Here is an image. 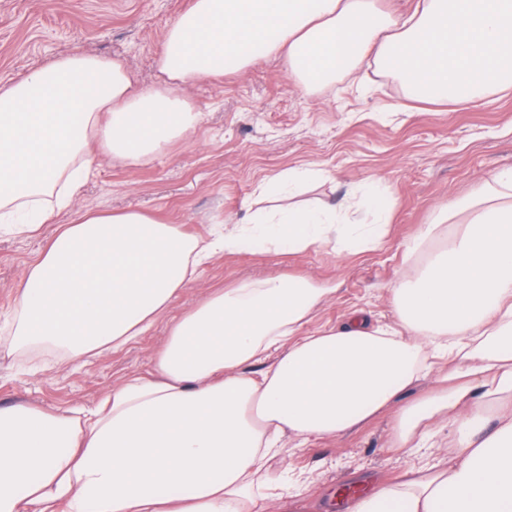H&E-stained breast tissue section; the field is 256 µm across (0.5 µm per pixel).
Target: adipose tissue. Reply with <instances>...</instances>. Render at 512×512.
<instances>
[{"label":"adipose tissue","instance_id":"adipose-tissue-1","mask_svg":"<svg viewBox=\"0 0 512 512\" xmlns=\"http://www.w3.org/2000/svg\"><path fill=\"white\" fill-rule=\"evenodd\" d=\"M279 56L306 91L372 63L403 76L411 99L469 107L512 89V0H418L405 18L377 0H192L159 45L157 88L138 89L120 61L71 53L1 90L0 230L34 236L72 216L30 261L0 350L120 348L254 236L292 253L382 248L387 197L289 205L290 171L260 187L276 207L207 239L141 211L76 206L100 158L148 159L196 129V81ZM357 207L368 223L353 221ZM404 255L392 323L354 309L306 336L332 288L245 281L171 321L156 378L128 377L89 409L0 407V512H286L281 495L254 493L284 438L336 437L389 408L393 445L416 462L348 496L346 512H512V170L442 209ZM429 375L435 391L401 405ZM442 429L456 448L446 463L427 454Z\"/></svg>","mask_w":512,"mask_h":512}]
</instances>
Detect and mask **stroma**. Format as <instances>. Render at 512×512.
<instances>
[{
    "label": "stroma",
    "instance_id": "stroma-1",
    "mask_svg": "<svg viewBox=\"0 0 512 512\" xmlns=\"http://www.w3.org/2000/svg\"><path fill=\"white\" fill-rule=\"evenodd\" d=\"M191 0H0V88L50 63L83 53L125 63L137 87L164 77L157 48ZM203 120L144 162L102 160L78 194L84 208L140 210L187 234L214 225L232 229L258 210L257 189L291 169H319L300 200L335 205L353 186L373 184L392 200L386 246L356 254L336 243L295 256L250 244L224 254L184 288L170 311L137 341L99 358L67 359L51 349L0 352V406L47 410L95 405L130 375L151 376L173 316L240 280L290 274L335 286L304 327L315 334L361 309L372 323L390 322V290L405 271L404 242L500 171L512 169V90L476 107L413 102L402 80L372 68L359 85L340 79L303 91L283 60L269 58L240 73L198 81L189 91ZM61 212L55 224L68 223ZM0 235V320L15 306L16 285L30 258L51 236ZM390 414L333 439H313L268 459V486L295 494L294 512H341L338 490L391 480L409 460L389 446Z\"/></svg>",
    "mask_w": 512,
    "mask_h": 512
}]
</instances>
